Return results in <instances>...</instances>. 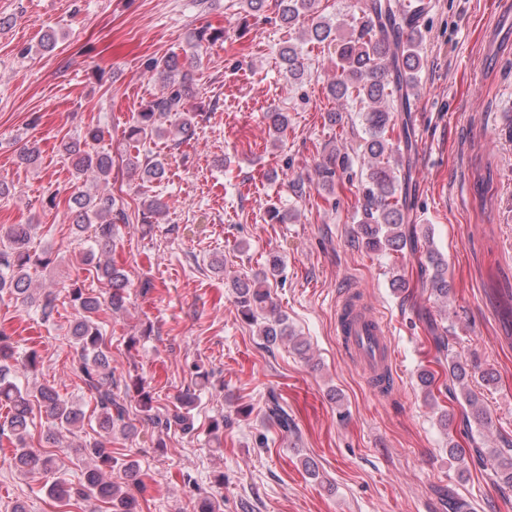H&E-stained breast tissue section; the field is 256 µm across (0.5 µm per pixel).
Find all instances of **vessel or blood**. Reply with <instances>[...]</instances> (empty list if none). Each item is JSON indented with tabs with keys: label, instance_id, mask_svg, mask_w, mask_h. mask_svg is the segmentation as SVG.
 Returning a JSON list of instances; mask_svg holds the SVG:
<instances>
[{
	"label": "vessel or blood",
	"instance_id": "vessel-or-blood-1",
	"mask_svg": "<svg viewBox=\"0 0 512 512\" xmlns=\"http://www.w3.org/2000/svg\"><path fill=\"white\" fill-rule=\"evenodd\" d=\"M336 335L347 358L372 381L376 393L389 391L394 381L391 333L385 321L356 296L336 301Z\"/></svg>",
	"mask_w": 512,
	"mask_h": 512
}]
</instances>
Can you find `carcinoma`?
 Returning a JSON list of instances; mask_svg holds the SVG:
<instances>
[{"label":"carcinoma","mask_w":512,"mask_h":512,"mask_svg":"<svg viewBox=\"0 0 512 512\" xmlns=\"http://www.w3.org/2000/svg\"><path fill=\"white\" fill-rule=\"evenodd\" d=\"M278 19L290 28L313 9L315 0H278ZM420 14L393 0H364L359 19L350 23L333 24L318 18L311 21L302 32V40L317 44L336 43V77L329 91L337 99L354 98L360 103L363 136L359 143L363 165L360 172L364 197L361 218L354 229L353 242L374 252H407L417 258L422 284L434 300L448 307L453 288L448 280V261L431 244L432 232L419 231L405 224L406 185L409 174L403 165L402 147H412L408 123L397 122L394 112L408 111L407 97L417 85L423 67L419 51ZM220 34L206 29L189 33L184 55H169L147 63V70L156 76L161 92L150 104L136 113L128 127L126 139L134 152L127 153L123 164L131 176L142 184L161 181L166 174L164 160L154 156H140L138 146L146 141L171 139L183 143L196 135L195 116L187 108L192 88L188 66L205 45L219 39ZM280 60L288 79L299 82L304 69L297 45L290 44L280 53ZM399 107H394V103ZM273 142L288 128V114L278 110L266 113ZM104 139V131L89 127L83 135L64 144V150L77 177H90L106 184L112 178L114 160L109 153L95 148ZM349 159L331 150L326 160L316 169L318 182L324 187L334 186L336 169H348ZM73 226L77 236L92 229L90 245L83 252V263L93 268L94 276L107 282L110 291L105 297L90 293L74 281L66 292L77 310L70 335L76 359L70 370L73 376L93 397L97 411L99 438L66 446V453L83 465L78 482L55 478L48 485L49 495L65 507H90L105 505L107 512H141L136 492L143 485L141 468L134 459L112 456V437L127 439L136 432L127 421L126 400L137 399L140 410L154 427L167 430L173 426L185 433L194 431L190 410L196 395L188 390L177 398L173 413L161 417L153 413V396L146 390L143 378L130 381L115 375L112 355L106 344L97 317L101 312L121 315L128 306V278L116 268L109 254L116 246L118 225L129 223L124 204L105 192L89 193L80 190L70 199ZM167 210V204L158 196L142 200V221L158 219ZM37 224L0 225V300L8 296L25 304L36 306L42 320L49 321L56 310L58 293L54 282H36L31 270H47L54 264L51 254H38L31 250L32 239L37 234ZM282 260L273 255L267 265L252 276L234 278L231 288L241 315L255 326L257 335L268 350L288 342L304 359L311 360L308 343L300 339L288 324L268 288L269 278L280 275ZM390 288L409 298L410 280L400 268L390 279ZM502 308L500 320L504 341L512 345V289L500 291ZM431 341L436 362L446 374L441 388L448 398L459 406L455 415L442 410L439 425L448 436L449 455L464 462L471 461L487 472L489 479L501 491L512 489V439L505 438L502 445L486 453L477 446V438L485 437L493 427L492 417L478 394L470 387L476 366L454 352L448 340V326H436ZM41 356L35 350L23 359L16 358L10 337L0 331V440L6 439L13 449V467L21 475L54 474L60 469L59 459L29 446L33 407L39 406L49 424L48 437L60 442L58 433L83 426L85 411L65 399L48 383L33 384L30 377L37 375ZM436 378L423 368L418 373V385L425 398L437 403L434 395ZM268 416L285 433H294L293 420L281 406L274 392L268 396ZM461 420L464 437L470 447L463 448L455 440L451 428ZM123 475L112 477L115 466ZM224 474L215 478V490L198 492L192 499V512H223Z\"/></svg>","instance_id":"obj_1"}]
</instances>
